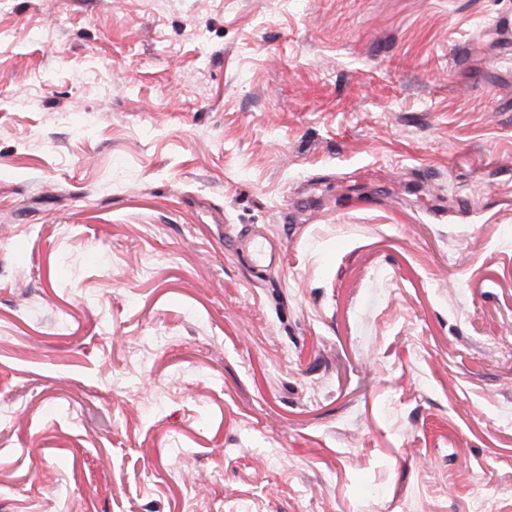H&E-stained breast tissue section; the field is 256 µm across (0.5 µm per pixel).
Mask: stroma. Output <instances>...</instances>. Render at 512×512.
Wrapping results in <instances>:
<instances>
[{
	"label": "stroma",
	"instance_id": "obj_1",
	"mask_svg": "<svg viewBox=\"0 0 512 512\" xmlns=\"http://www.w3.org/2000/svg\"><path fill=\"white\" fill-rule=\"evenodd\" d=\"M0 512H512V0H0Z\"/></svg>",
	"mask_w": 512,
	"mask_h": 512
}]
</instances>
